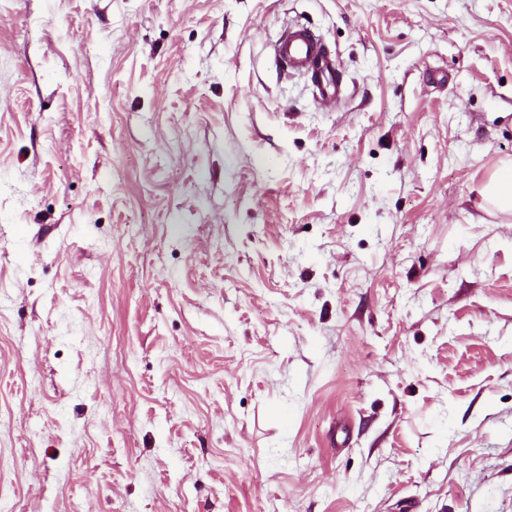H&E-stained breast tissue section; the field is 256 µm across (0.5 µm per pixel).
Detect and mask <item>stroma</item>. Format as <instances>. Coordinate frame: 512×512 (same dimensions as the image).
Listing matches in <instances>:
<instances>
[{"instance_id":"stroma-1","label":"stroma","mask_w":512,"mask_h":512,"mask_svg":"<svg viewBox=\"0 0 512 512\" xmlns=\"http://www.w3.org/2000/svg\"><path fill=\"white\" fill-rule=\"evenodd\" d=\"M506 164L512 0H0V512H512ZM273 62L277 69L309 76L319 105L336 111L346 90L339 63L308 28H289L274 46ZM479 192L485 199L502 211L512 210V167L503 168L487 185Z\"/></svg>"}]
</instances>
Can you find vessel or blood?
<instances>
[{
	"label": "vessel or blood",
	"mask_w": 512,
	"mask_h": 512,
	"mask_svg": "<svg viewBox=\"0 0 512 512\" xmlns=\"http://www.w3.org/2000/svg\"><path fill=\"white\" fill-rule=\"evenodd\" d=\"M273 62L276 68L309 76L324 110H336L342 101L346 87L336 57L308 28H289L274 46Z\"/></svg>",
	"instance_id": "obj_1"
}]
</instances>
